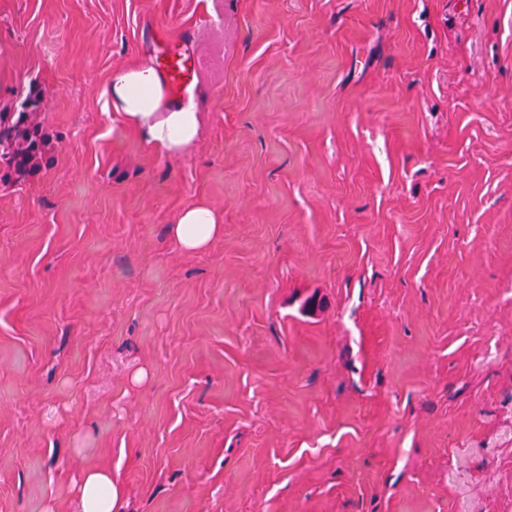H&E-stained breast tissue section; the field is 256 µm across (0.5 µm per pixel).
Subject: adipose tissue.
Returning a JSON list of instances; mask_svg holds the SVG:
<instances>
[{"label": "adipose tissue", "mask_w": 512, "mask_h": 512, "mask_svg": "<svg viewBox=\"0 0 512 512\" xmlns=\"http://www.w3.org/2000/svg\"><path fill=\"white\" fill-rule=\"evenodd\" d=\"M104 93L125 125L161 154L179 156L201 134V113L193 103L168 100L161 76L152 66L116 71ZM223 232L220 214L204 202L183 211L170 228L172 237L188 253L206 250ZM77 494L81 512H118L122 498L111 473L103 469L87 470L79 481Z\"/></svg>", "instance_id": "adipose-tissue-1"}]
</instances>
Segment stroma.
Instances as JSON below:
<instances>
[{"mask_svg":"<svg viewBox=\"0 0 512 512\" xmlns=\"http://www.w3.org/2000/svg\"><path fill=\"white\" fill-rule=\"evenodd\" d=\"M174 46L204 125L168 158L102 90ZM30 98L0 512H79L91 468L119 512H512V0H0ZM170 233L186 253L209 248L224 233L221 216L209 204L200 202L181 213Z\"/></svg>","mask_w":512,"mask_h":512,"instance_id":"stroma-1","label":"stroma"}]
</instances>
